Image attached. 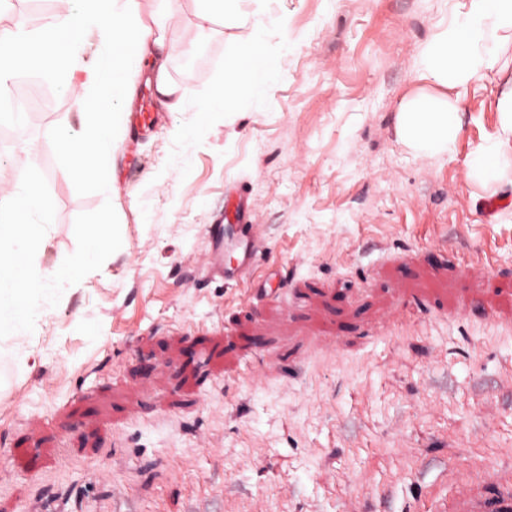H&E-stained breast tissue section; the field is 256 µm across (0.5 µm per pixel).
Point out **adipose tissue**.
Here are the masks:
<instances>
[{"label": "adipose tissue", "mask_w": 512, "mask_h": 512, "mask_svg": "<svg viewBox=\"0 0 512 512\" xmlns=\"http://www.w3.org/2000/svg\"><path fill=\"white\" fill-rule=\"evenodd\" d=\"M57 2L58 11L38 31L19 23L0 42V86L7 85L18 70L43 69L40 45H49L59 59L76 61L84 50L78 33H100L89 76L73 89L86 105L84 138L64 146L65 172L74 179L104 174L109 167L114 139L123 127L115 104L130 92L129 66L145 67L160 104L171 112L189 105L204 114H221L245 102L256 108L278 75L272 39L288 36L286 22L272 10L270 0H192L200 33H208L218 21L228 29L248 28L249 33L231 37L232 55L224 64L218 89L190 105L170 77L172 44L166 24L151 27L132 20L129 0H82L78 8L72 0ZM509 31L512 0H467L463 16L438 34L422 69L446 84H476L497 62L492 36ZM499 114L497 134L475 148L469 169L511 193L512 178L502 164L512 156V93L500 99ZM399 133L416 153H452L460 133L458 106L432 97L414 98L399 114Z\"/></svg>", "instance_id": "adipose-tissue-1"}]
</instances>
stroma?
Returning a JSON list of instances; mask_svg holds the SVG:
<instances>
[{"label": "stroma", "mask_w": 512, "mask_h": 512, "mask_svg": "<svg viewBox=\"0 0 512 512\" xmlns=\"http://www.w3.org/2000/svg\"><path fill=\"white\" fill-rule=\"evenodd\" d=\"M466 0H275L288 20L259 111L169 112L145 73L118 109L107 194L78 195L79 64L36 75L45 120L0 147V186L26 166L55 204L43 271L76 249L74 221L111 201L122 245L66 287L33 332L0 339V512H428L448 464L512 461V206L469 176L499 127L507 70L452 88L421 57ZM175 10L170 75L186 99L230 57ZM460 102L453 153L415 155L398 114ZM196 129L194 140L174 137ZM246 196L267 250L248 279L206 275L208 226ZM489 260L477 275L472 255ZM411 313L405 330L388 314Z\"/></svg>", "instance_id": "1"}]
</instances>
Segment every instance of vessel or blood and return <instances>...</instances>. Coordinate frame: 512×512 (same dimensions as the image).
<instances>
[{
    "label": "vessel or blood",
    "instance_id": "1",
    "mask_svg": "<svg viewBox=\"0 0 512 512\" xmlns=\"http://www.w3.org/2000/svg\"><path fill=\"white\" fill-rule=\"evenodd\" d=\"M242 230L247 239V248L242 259L232 265L225 262L221 251L223 224L210 225L208 272L234 280L249 275L267 248L265 227L246 224ZM446 479L453 486L454 493L445 499L432 501L430 512H512V466L495 469L487 476L478 478L452 465L448 468Z\"/></svg>",
    "mask_w": 512,
    "mask_h": 512
}]
</instances>
